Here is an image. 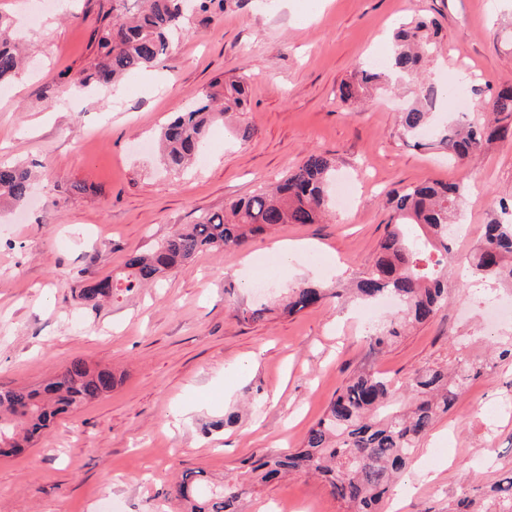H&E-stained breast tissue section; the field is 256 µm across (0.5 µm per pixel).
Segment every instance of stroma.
<instances>
[{
	"label": "stroma",
	"instance_id": "35a3bbf8",
	"mask_svg": "<svg viewBox=\"0 0 512 512\" xmlns=\"http://www.w3.org/2000/svg\"><path fill=\"white\" fill-rule=\"evenodd\" d=\"M28 47L0 88V163L37 175L25 207L0 210V389L30 388L75 358L112 370L107 396L64 416L23 453L0 457V512H182L170 488L183 471L218 484L261 451L301 444L350 374L403 381L458 355L481 361L512 337V296L448 279V303L395 344L373 350L364 303L328 301L288 315L276 305L306 282L340 288L371 263L391 215L386 194L423 181L470 185L463 249L476 246L500 201H512V141L470 163L406 139L405 91L379 89L359 108L339 97L358 64L391 50L394 28L436 19L444 51L427 77L452 86L480 72L468 99L512 83V0H227L194 15L169 56L117 87L71 81L98 60L112 0H0ZM244 76L250 103L210 128L192 169L171 172L153 142L161 127L225 80ZM249 128L245 144L236 129ZM330 156L357 186L325 224H290L235 251L205 249L174 273L109 300L92 282L123 272L202 214L285 177L310 153ZM303 243L284 260L274 243ZM274 264L265 290L256 261ZM266 305L244 322L239 307ZM235 414L233 425L224 417ZM512 468V365L474 381L441 416L381 512H448L463 490ZM345 512L319 479L257 486L240 512Z\"/></svg>",
	"mask_w": 512,
	"mask_h": 512
}]
</instances>
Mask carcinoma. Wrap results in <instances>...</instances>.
Listing matches in <instances>:
<instances>
[{"instance_id": "cac0c4a2", "label": "carcinoma", "mask_w": 512, "mask_h": 512, "mask_svg": "<svg viewBox=\"0 0 512 512\" xmlns=\"http://www.w3.org/2000/svg\"><path fill=\"white\" fill-rule=\"evenodd\" d=\"M115 19L102 30L100 60L80 74L81 87L117 84L126 76L153 67L167 54L169 36L180 29L188 10L206 13L224 0H136L138 8L125 16L128 0H112ZM441 40L431 18L402 23L393 36L386 64H361L343 83L340 97L357 101L365 93L394 80L415 82L413 103L401 113L403 135L420 145L422 132L432 124L436 102L446 92L421 78L425 62L436 57ZM22 56L10 24L0 14V86L19 73ZM206 94L175 116L160 132L162 162L178 171L200 155L212 122L228 112H242L249 104V88L241 76L224 83L223 104ZM484 110L489 121L464 117L455 125L435 129L437 147L462 163L492 140L512 138V85L492 91ZM335 167L331 158L312 153L272 191L232 202L221 212L206 213L166 239L148 256L133 254L125 271L107 276L83 289L94 301L155 280L177 269L206 248L236 250L248 236L284 224H320L328 213L327 188ZM468 184L428 181L407 186L391 197L392 216L378 243L376 256L355 281V292L367 301L389 297L401 308L370 334L373 346L383 349L404 335L408 326L422 324L448 302V263L467 267L471 275L512 284V202L499 204L501 217L485 225L480 245L459 256L455 218ZM30 171L21 164L0 165V205L23 206L31 193ZM340 297L303 283L288 292L284 311L294 314ZM497 362L484 364L469 357L451 367L427 366L406 380L395 381L364 369L337 390L322 415L308 429L300 447L261 452L248 460L249 479H227L212 486L201 471L187 470L174 485V497L190 512H239L238 504L250 483L268 482L282 474L319 476L347 512H379L380 503L395 488L402 471L415 458L421 443L442 414L458 402L464 388L500 363H512V339L492 348ZM116 379L112 371L92 369L71 361L34 389L0 390V455L30 447L41 432L63 414L79 412L108 393ZM448 512H512V469L479 494L465 492Z\"/></svg>"}]
</instances>
